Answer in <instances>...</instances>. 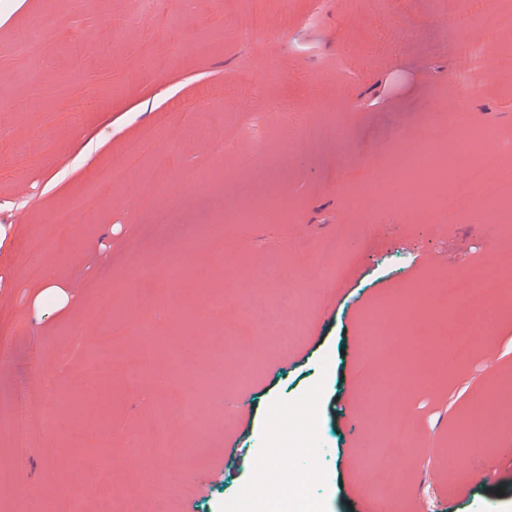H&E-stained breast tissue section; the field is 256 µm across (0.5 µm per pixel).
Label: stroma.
<instances>
[{
  "label": "stroma",
  "mask_w": 512,
  "mask_h": 512,
  "mask_svg": "<svg viewBox=\"0 0 512 512\" xmlns=\"http://www.w3.org/2000/svg\"><path fill=\"white\" fill-rule=\"evenodd\" d=\"M250 2L173 0L149 13L135 0H24L0 26V224L13 227L0 247V272L13 275L0 288V352L26 349L33 371L56 387L51 397L27 389L21 406L0 391V512H31L43 501L67 512L75 493L86 495L88 512H116L149 492L159 512H225L257 469L272 484L286 482L266 453L267 427L281 406L306 399L319 512L381 503L413 487L424 467L433 512H512V472L484 477L501 465L512 420L475 450L465 490L448 482L457 423L512 378V280L488 299L500 312L491 336H476L453 362L427 357L438 379L406 394L402 446L381 433L379 406L390 391L353 421L340 413L407 355L397 341L366 333L380 296L419 292L415 328L442 339L452 328L446 283L469 287L512 255V70L432 51L408 31L370 54L366 22L383 0H263L272 34L252 42L242 32ZM480 7L459 0L452 16L428 10L421 22L451 43L512 52V0H492L484 21L474 18ZM461 68L464 87L454 82ZM457 110L497 129L484 146L495 164L481 207L449 216L435 205L447 183L422 187L411 177L402 187L428 197L425 209L355 205L361 180L389 168L393 130L447 146ZM192 125L211 131L194 136ZM136 146L148 153L141 178L110 201L93 200V181ZM166 152L175 163L155 169L151 154ZM155 181L167 194H152ZM79 200L84 211L68 242L55 245V217ZM260 200L264 223H225ZM164 211L170 223L144 235ZM36 239L48 249L33 274L23 247ZM339 241L354 249L341 266L331 252ZM162 253L181 254L179 271L156 264ZM140 267L149 279L129 290ZM38 276L67 285L74 302L66 312L32 311L29 284ZM90 279L112 296L108 347ZM280 297L272 328L267 314ZM147 317L160 335L150 346L137 332ZM169 336L183 344L181 373L161 382L126 374V361L163 358ZM202 339L212 349L206 360ZM106 347L108 374L86 361ZM210 371L224 375V417L204 410L185 425L180 402ZM50 413L64 436L42 431ZM158 425L169 444L157 443ZM367 446L368 463L349 467L347 456ZM107 453L108 476L100 471Z\"/></svg>",
  "instance_id": "stroma-1"
}]
</instances>
